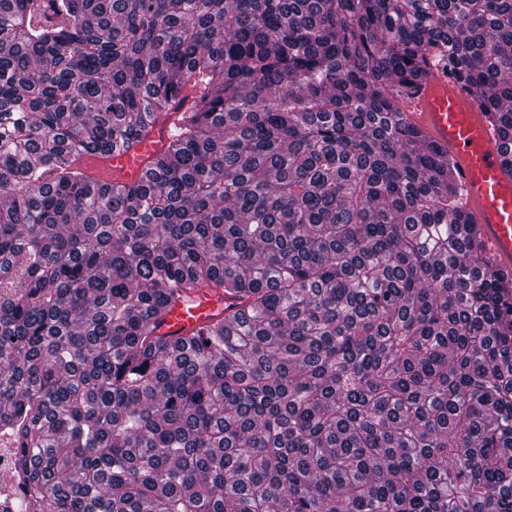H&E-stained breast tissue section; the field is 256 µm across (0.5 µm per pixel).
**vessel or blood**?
<instances>
[{"label": "vessel or blood", "instance_id": "1", "mask_svg": "<svg viewBox=\"0 0 512 512\" xmlns=\"http://www.w3.org/2000/svg\"><path fill=\"white\" fill-rule=\"evenodd\" d=\"M405 117L424 139L453 162V178L462 209L480 232L482 249L504 269L512 270V152L503 148L474 90H465L434 74L408 105ZM171 141L169 124L156 125L147 138L128 150L101 155L84 153L78 165L90 181L133 184L141 179L150 157ZM208 293L175 302L160 328L183 336L207 323L221 308Z\"/></svg>", "mask_w": 512, "mask_h": 512}]
</instances>
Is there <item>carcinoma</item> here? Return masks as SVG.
<instances>
[{
  "instance_id": "obj_1",
  "label": "carcinoma",
  "mask_w": 512,
  "mask_h": 512,
  "mask_svg": "<svg viewBox=\"0 0 512 512\" xmlns=\"http://www.w3.org/2000/svg\"><path fill=\"white\" fill-rule=\"evenodd\" d=\"M433 66L512 147V0H0L22 512H512V277L403 114ZM170 123L156 125L147 138L129 150H114L108 155L84 153L78 165L90 182L112 183L118 180L124 184L136 183L142 178L149 158L171 142ZM220 296L213 293L201 294L192 301L175 302L169 309L158 332L168 336H184L209 321L212 313L222 307Z\"/></svg>"
}]
</instances>
